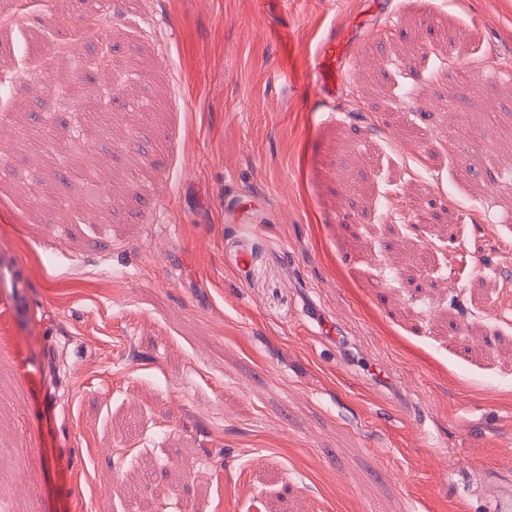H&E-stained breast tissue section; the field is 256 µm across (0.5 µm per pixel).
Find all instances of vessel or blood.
I'll use <instances>...</instances> for the list:
<instances>
[{
  "label": "vessel or blood",
  "mask_w": 512,
  "mask_h": 512,
  "mask_svg": "<svg viewBox=\"0 0 512 512\" xmlns=\"http://www.w3.org/2000/svg\"><path fill=\"white\" fill-rule=\"evenodd\" d=\"M364 19L356 29H333L318 40L314 53L316 88L321 97L332 98L344 83L350 63L360 58L363 46L394 34L395 10L390 0H365ZM26 271L15 259H0V287L22 288Z\"/></svg>",
  "instance_id": "obj_1"
}]
</instances>
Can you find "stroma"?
I'll use <instances>...</instances> for the list:
<instances>
[{"mask_svg":"<svg viewBox=\"0 0 512 512\" xmlns=\"http://www.w3.org/2000/svg\"><path fill=\"white\" fill-rule=\"evenodd\" d=\"M393 5L324 103L314 40L362 0H0L31 308L0 288V512H489L512 483V223L484 219L512 0Z\"/></svg>","mask_w":512,"mask_h":512,"instance_id":"obj_1","label":"stroma"}]
</instances>
